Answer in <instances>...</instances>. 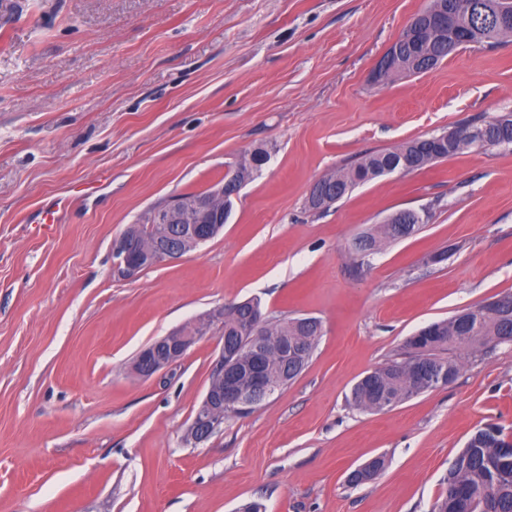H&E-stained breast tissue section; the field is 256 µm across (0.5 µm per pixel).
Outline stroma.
<instances>
[{"mask_svg": "<svg viewBox=\"0 0 512 512\" xmlns=\"http://www.w3.org/2000/svg\"><path fill=\"white\" fill-rule=\"evenodd\" d=\"M429 3L0 0V512H431L475 430L512 434L507 344L391 410L347 402L417 330L512 292V148L306 204L365 154L512 113V39L372 80ZM260 145L218 237L113 277L114 238ZM61 197L63 223L40 234ZM403 209L425 227L360 263L356 238ZM250 298L321 319L319 345L288 387L187 443L215 335L160 375L130 364ZM378 456L382 473L350 485ZM400 37L388 48V50L378 61L373 73L375 82L383 83L389 72L396 67L400 56V48L398 45ZM414 74L415 73L413 71L412 65L405 63L403 66H397L391 76L396 75V77H400Z\"/></svg>", "mask_w": 512, "mask_h": 512, "instance_id": "obj_1", "label": "stroma"}]
</instances>
